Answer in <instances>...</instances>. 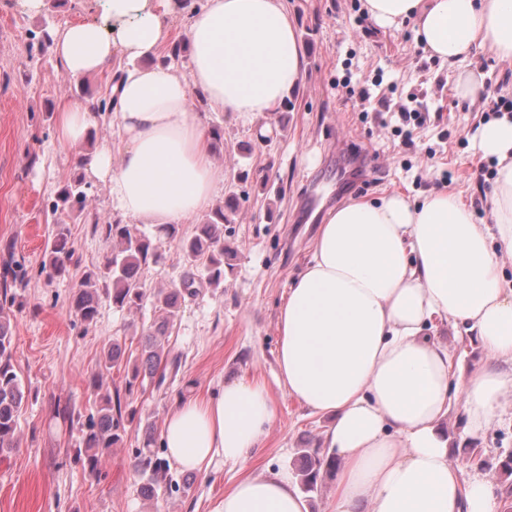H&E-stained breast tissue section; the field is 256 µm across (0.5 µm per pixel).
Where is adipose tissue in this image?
<instances>
[{
	"label": "adipose tissue",
	"mask_w": 512,
	"mask_h": 512,
	"mask_svg": "<svg viewBox=\"0 0 512 512\" xmlns=\"http://www.w3.org/2000/svg\"><path fill=\"white\" fill-rule=\"evenodd\" d=\"M376 24L412 22L415 42L447 65L458 98L475 100L486 58L512 62V0H362ZM107 19L53 36L55 55L77 78L124 60L112 78L116 142L83 158L131 224H184L224 189L210 133L190 112L193 97L213 112L278 110L304 78L305 55L285 0H108ZM186 22L189 69L154 62L173 18ZM471 70H459L461 62ZM80 102L58 115L61 145L75 148L96 124ZM496 177L490 221L455 193L414 201L393 192L329 212L309 263L278 313L277 383L327 418L323 446L338 464L324 512H499L494 485L464 476L450 457L444 421L452 406L463 434L481 436L512 403V117L478 128ZM449 328L487 355L462 374L440 337ZM275 417L265 383L240 379L206 397L179 400L166 414L170 462L209 475L215 459L248 462ZM208 512H309L283 472L248 475Z\"/></svg>",
	"instance_id": "obj_1"
}]
</instances>
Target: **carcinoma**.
Returning a JSON list of instances; mask_svg holds the SVG:
<instances>
[{
  "instance_id": "obj_1",
  "label": "carcinoma",
  "mask_w": 512,
  "mask_h": 512,
  "mask_svg": "<svg viewBox=\"0 0 512 512\" xmlns=\"http://www.w3.org/2000/svg\"><path fill=\"white\" fill-rule=\"evenodd\" d=\"M87 204V183L78 174L72 176L52 204V212H81ZM233 202L215 207L207 218L196 225L195 232L185 237L180 225L169 224L160 228L169 238L179 242L184 264L193 269L201 259H206L207 282L218 288L224 282V262L231 252L224 247V208ZM110 252L103 269L88 272L72 292L71 307L75 317L86 326L96 322L100 299L106 297L119 310H137L145 303L153 309V321L142 335L141 352L133 357L126 353L125 345L117 340L104 349L98 368L90 372L89 382L96 394L95 410L88 413L78 425L76 461L91 476H98L112 449L122 444L127 427L138 420L139 411L130 397L138 387L149 381L161 388L167 380H175L181 370L178 356L164 351L162 339L167 336L182 299L196 293L195 273L188 272L179 285L148 289L143 271L161 259L156 240L130 224L115 222L105 226ZM71 232L64 222L55 224L45 250L41 272L50 278H64L70 273L74 256L70 246ZM104 288H97L98 283ZM13 330L10 317L0 307V455L15 449L19 417L27 396L13 361ZM124 373L125 396L111 393L105 387L104 376L113 372ZM155 432L150 426L143 432L139 448L133 454L132 466L140 476L139 492L147 500L155 497L158 487L168 481L169 461L155 451ZM336 468V461L321 454L319 448L300 451L296 476L303 493L311 495L321 488V474ZM498 475L500 496L512 501V452L500 462Z\"/></svg>"
}]
</instances>
